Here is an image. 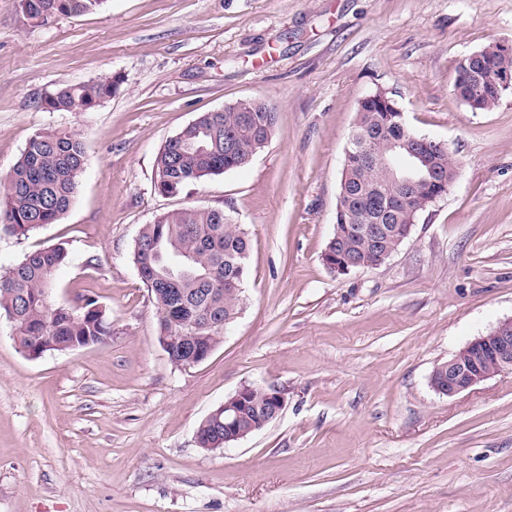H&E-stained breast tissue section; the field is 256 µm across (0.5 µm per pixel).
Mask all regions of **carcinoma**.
Listing matches in <instances>:
<instances>
[{"mask_svg":"<svg viewBox=\"0 0 512 512\" xmlns=\"http://www.w3.org/2000/svg\"><path fill=\"white\" fill-rule=\"evenodd\" d=\"M102 0H19L26 16L36 22L51 12L56 15L81 14L95 9ZM115 83L106 80L91 85L64 86L42 100L49 111H71L75 105L88 112L112 95ZM458 98L470 109L494 108L506 88L492 77L474 99L473 88L455 81ZM396 100L390 103L360 100L357 118L364 127H377L383 141L398 138H422L409 125H398ZM198 123L178 133L183 140L198 136L199 128L210 131L212 146L208 152H173L167 142L155 159V189L163 195H176L186 187L224 172L247 165L271 140L276 113L242 100L225 112H205ZM86 161L81 135L75 131L54 129L39 132L28 141L20 158L0 181V223H8L21 236L56 223L69 209L75 197L76 181ZM368 202L351 207L336 217L333 237L323 258L328 268L344 266L351 256L359 257L373 268L385 251L401 245L399 237L414 225L419 212L402 209L394 221L384 225L378 250L368 246L362 232L366 224L379 222V210L394 200V190L373 167L359 145L348 143L339 193L350 188ZM249 240L241 227L222 209L186 207L165 212L145 225L135 241L132 262L156 307L165 351L172 364L183 366L187 346L192 344L203 355L223 341L224 328L212 325L214 316L232 320L238 313L240 297L228 291L226 279L243 284ZM181 252L195 257L196 271L184 274L176 283L164 285L157 279L159 267L178 259ZM68 258L62 247H47L26 254L15 265L0 270V315L11 323L13 340L29 356L46 352H64L86 344L102 343L112 336V320L96 299L80 296L81 307L56 305L51 301V278ZM269 401L265 392H253L251 404L241 409L238 429L257 427ZM199 447L209 450L224 447V421L205 418L196 431Z\"/></svg>","mask_w":512,"mask_h":512,"instance_id":"1","label":"carcinoma"}]
</instances>
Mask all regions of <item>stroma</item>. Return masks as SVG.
<instances>
[{
	"mask_svg": "<svg viewBox=\"0 0 512 512\" xmlns=\"http://www.w3.org/2000/svg\"><path fill=\"white\" fill-rule=\"evenodd\" d=\"M512 46V0H103L32 23L0 0V177L37 132L83 136L68 212L0 227V267L61 245L60 304L92 297L106 342L32 358L0 318V512H512V374L452 397L433 368L512 317V89L475 112L461 59ZM117 78L89 112L42 108ZM392 91L457 176L382 266L331 272L357 104ZM239 100L277 112L246 166L168 196L155 157L198 115ZM221 208L250 241L239 312L202 363L178 368L132 262L142 227ZM245 385L286 397L264 430L199 448Z\"/></svg>",
	"mask_w": 512,
	"mask_h": 512,
	"instance_id": "obj_1",
	"label": "stroma"
}]
</instances>
